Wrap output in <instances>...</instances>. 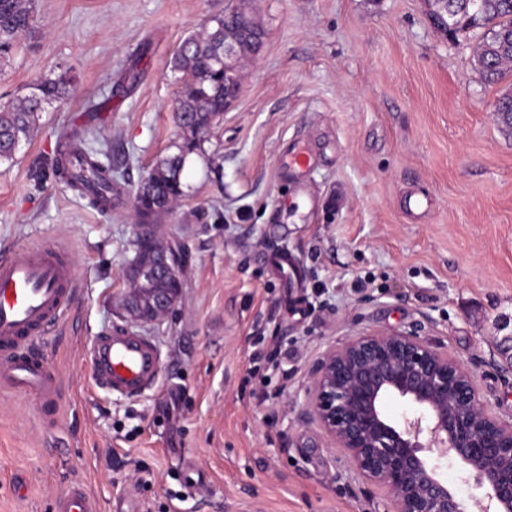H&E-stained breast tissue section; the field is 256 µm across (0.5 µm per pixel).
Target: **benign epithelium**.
I'll list each match as a JSON object with an SVG mask.
<instances>
[{"label": "benign epithelium", "mask_w": 512, "mask_h": 512, "mask_svg": "<svg viewBox=\"0 0 512 512\" xmlns=\"http://www.w3.org/2000/svg\"><path fill=\"white\" fill-rule=\"evenodd\" d=\"M127 277L123 309L158 318L179 296L181 263L161 248ZM498 354V367L512 371V333L498 341ZM475 368L415 330L357 335L309 368L304 415L350 468L384 490V512H465L439 477L443 459L463 464L487 489L481 512H512V416L496 415L481 398ZM394 398L410 413L392 417Z\"/></svg>", "instance_id": "7a95c632"}]
</instances>
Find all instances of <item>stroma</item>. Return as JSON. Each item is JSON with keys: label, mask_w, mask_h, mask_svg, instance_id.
I'll list each match as a JSON object with an SVG mask.
<instances>
[{"label": "stroma", "mask_w": 512, "mask_h": 512, "mask_svg": "<svg viewBox=\"0 0 512 512\" xmlns=\"http://www.w3.org/2000/svg\"><path fill=\"white\" fill-rule=\"evenodd\" d=\"M230 7L262 45L158 221L183 257L176 305L134 321L121 300L135 191L188 138L170 60ZM430 13L428 0H35L0 102L62 68L76 81L0 164V248L63 243L80 288L37 346L64 390L58 416L0 392V512H54L77 483L100 512H374L383 490L301 418L309 368L357 334L416 330L478 364L481 396L512 415V375L489 364L512 319V134L495 112L512 75L486 84L480 32L448 37ZM86 125L112 148L120 195L105 214L53 174L61 136ZM293 146L316 156L317 204L291 214L278 158ZM412 193L427 206L407 209ZM272 252L305 273L295 304ZM116 327L161 350L157 388L135 399L100 389L82 357Z\"/></svg>", "instance_id": "35a3bbf8"}]
</instances>
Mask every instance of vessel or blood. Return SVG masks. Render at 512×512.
Segmentation results:
<instances>
[{
    "mask_svg": "<svg viewBox=\"0 0 512 512\" xmlns=\"http://www.w3.org/2000/svg\"><path fill=\"white\" fill-rule=\"evenodd\" d=\"M303 148L282 155L279 168L293 178L310 167ZM67 248L59 243L0 252V390L35 396L46 415L57 414L62 392L55 371L31 347L57 324L77 293ZM96 384L120 396H137L157 382L161 357L148 339L116 328L96 337L84 355ZM83 485L70 487L55 512H96Z\"/></svg>",
    "mask_w": 512,
    "mask_h": 512,
    "instance_id": "b4317fda",
    "label": "vessel or blood"
}]
</instances>
